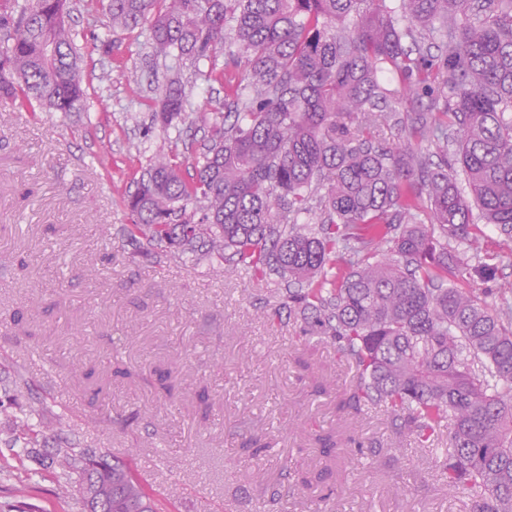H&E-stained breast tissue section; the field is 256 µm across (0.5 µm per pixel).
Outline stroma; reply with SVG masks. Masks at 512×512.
<instances>
[{
	"label": "stroma",
	"mask_w": 512,
	"mask_h": 512,
	"mask_svg": "<svg viewBox=\"0 0 512 512\" xmlns=\"http://www.w3.org/2000/svg\"><path fill=\"white\" fill-rule=\"evenodd\" d=\"M115 40L108 61L81 45L89 113L0 98V363L129 461L157 512H466L432 449L382 408H342L356 371L289 320L287 278L123 237L133 173L170 143L136 95L148 31ZM90 366L109 376L95 400ZM157 369L178 375L172 399ZM1 455L0 512L23 482L26 512H67L32 462Z\"/></svg>",
	"instance_id": "1"
}]
</instances>
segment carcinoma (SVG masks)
<instances>
[{"instance_id":"carcinoma-1","label":"carcinoma","mask_w":512,"mask_h":512,"mask_svg":"<svg viewBox=\"0 0 512 512\" xmlns=\"http://www.w3.org/2000/svg\"><path fill=\"white\" fill-rule=\"evenodd\" d=\"M84 2L92 23L108 18L95 48L109 59L117 32L149 31L164 62L152 121L175 132L173 146L183 123L209 128L191 180L175 151L133 178L123 236L220 258L227 249L256 276H288V319L336 342L356 369L349 400L385 408L421 445L448 429L435 460L448 492H467L468 512H512V308L454 282L492 278L479 241L512 235V0ZM68 12L69 0H0L1 97L86 111L84 33ZM228 38L237 51L226 64L244 62L247 76L229 78L234 111L194 116L183 72L223 80L214 60ZM391 74L396 99L383 84ZM423 98L409 135L382 142L396 106ZM423 141L443 144L438 161ZM320 191L321 224L296 223ZM81 376L91 398L103 392L94 368ZM29 388L0 370L1 390ZM6 445L25 449L81 512H154L130 463L89 447L41 401L12 421Z\"/></svg>"}]
</instances>
